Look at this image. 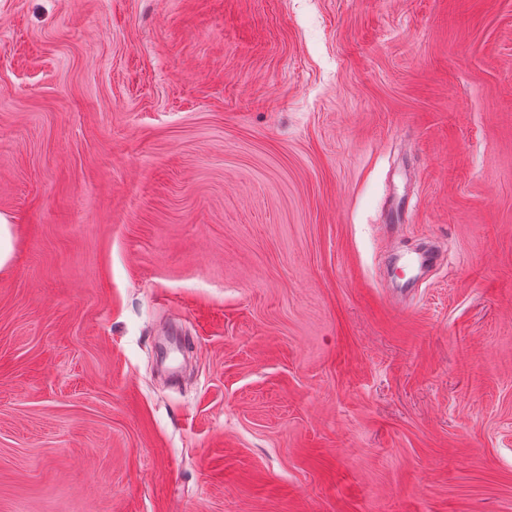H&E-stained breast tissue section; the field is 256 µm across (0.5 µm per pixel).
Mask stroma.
<instances>
[{
  "label": "stroma",
  "instance_id": "1",
  "mask_svg": "<svg viewBox=\"0 0 512 512\" xmlns=\"http://www.w3.org/2000/svg\"><path fill=\"white\" fill-rule=\"evenodd\" d=\"M0 214V512H512V0H0Z\"/></svg>",
  "mask_w": 512,
  "mask_h": 512
}]
</instances>
